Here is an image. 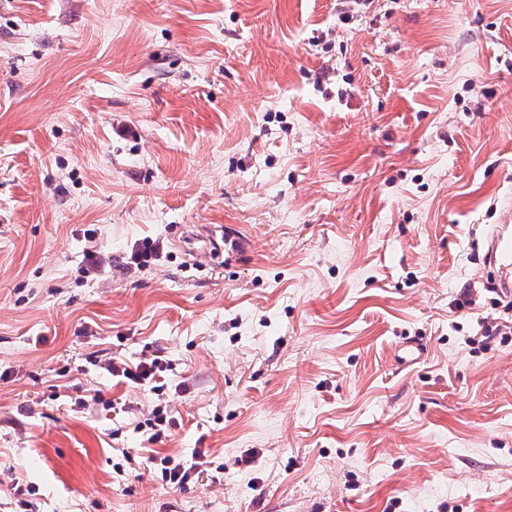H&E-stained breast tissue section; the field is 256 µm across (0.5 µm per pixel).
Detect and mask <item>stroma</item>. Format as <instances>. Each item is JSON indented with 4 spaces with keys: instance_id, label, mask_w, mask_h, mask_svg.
I'll list each match as a JSON object with an SVG mask.
<instances>
[{
    "instance_id": "obj_1",
    "label": "stroma",
    "mask_w": 512,
    "mask_h": 512,
    "mask_svg": "<svg viewBox=\"0 0 512 512\" xmlns=\"http://www.w3.org/2000/svg\"><path fill=\"white\" fill-rule=\"evenodd\" d=\"M507 203L512 0H0V512H512ZM512 207L503 206L486 241V260L500 272L499 289L512 294ZM112 377L119 378L132 387L150 386V390L159 391L162 385H158V379L161 378L160 373L164 372L163 363L159 357L142 358L138 363L128 364L112 363ZM202 457L203 454H201L199 451L195 452L192 455L191 462L189 464L187 461L175 462L174 458L169 456L159 458L150 456L149 459L151 460V463L159 460L161 465L162 479L165 481L166 485L181 489L185 488L186 484L191 481L192 477H194L200 471L199 468L204 463L201 461ZM194 459L195 461H193Z\"/></svg>"
}]
</instances>
